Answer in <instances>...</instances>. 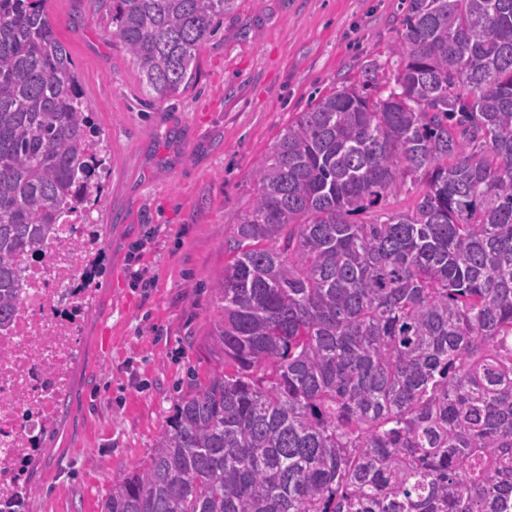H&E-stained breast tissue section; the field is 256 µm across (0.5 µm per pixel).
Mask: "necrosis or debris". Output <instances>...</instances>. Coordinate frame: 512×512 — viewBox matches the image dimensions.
<instances>
[{
  "instance_id": "1",
  "label": "necrosis or debris",
  "mask_w": 512,
  "mask_h": 512,
  "mask_svg": "<svg viewBox=\"0 0 512 512\" xmlns=\"http://www.w3.org/2000/svg\"><path fill=\"white\" fill-rule=\"evenodd\" d=\"M92 232L80 220L56 225L39 261L25 264L21 303L0 330V512H12L24 465L67 382L84 314L82 283L97 248Z\"/></svg>"
}]
</instances>
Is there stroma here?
<instances>
[{
	"label": "stroma",
	"instance_id": "stroma-1",
	"mask_svg": "<svg viewBox=\"0 0 512 512\" xmlns=\"http://www.w3.org/2000/svg\"><path fill=\"white\" fill-rule=\"evenodd\" d=\"M401 9L238 0L197 53L194 85L147 107L130 55L104 35L101 0H50L110 155L87 210L102 241L98 273L26 512H101L113 475L145 461L178 400L221 369L207 278L252 201V170L296 112L395 69ZM135 270L151 288L132 287Z\"/></svg>",
	"mask_w": 512,
	"mask_h": 512
}]
</instances>
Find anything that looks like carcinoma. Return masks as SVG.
Wrapping results in <instances>:
<instances>
[{
	"mask_svg": "<svg viewBox=\"0 0 512 512\" xmlns=\"http://www.w3.org/2000/svg\"><path fill=\"white\" fill-rule=\"evenodd\" d=\"M46 2L0 0L1 329L107 170ZM103 2L153 101L237 7ZM405 2L399 91H332L253 169L211 278L224 370L101 512H512V0Z\"/></svg>",
	"mask_w": 512,
	"mask_h": 512,
	"instance_id": "obj_1",
	"label": "carcinoma"
}]
</instances>
